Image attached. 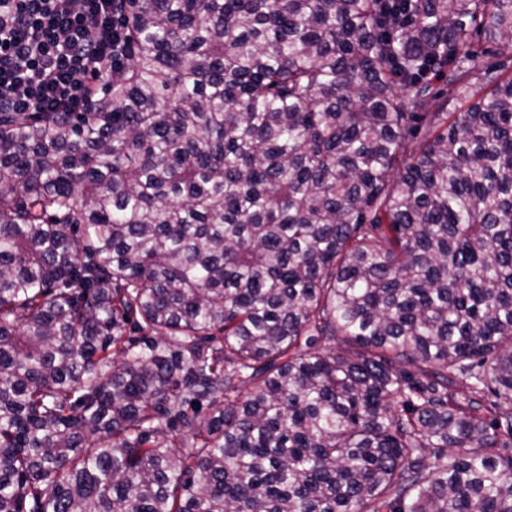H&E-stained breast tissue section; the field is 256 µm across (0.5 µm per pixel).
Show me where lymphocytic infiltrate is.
<instances>
[{"label": "lymphocytic infiltrate", "mask_w": 512, "mask_h": 512, "mask_svg": "<svg viewBox=\"0 0 512 512\" xmlns=\"http://www.w3.org/2000/svg\"><path fill=\"white\" fill-rule=\"evenodd\" d=\"M122 0H0V107L84 112L123 71Z\"/></svg>", "instance_id": "lymphocytic-infiltrate-1"}]
</instances>
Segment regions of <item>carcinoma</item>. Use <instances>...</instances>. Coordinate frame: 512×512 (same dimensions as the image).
<instances>
[{"mask_svg": "<svg viewBox=\"0 0 512 512\" xmlns=\"http://www.w3.org/2000/svg\"><path fill=\"white\" fill-rule=\"evenodd\" d=\"M122 9L0 112V512H512V0Z\"/></svg>", "mask_w": 512, "mask_h": 512, "instance_id": "1", "label": "carcinoma"}]
</instances>
